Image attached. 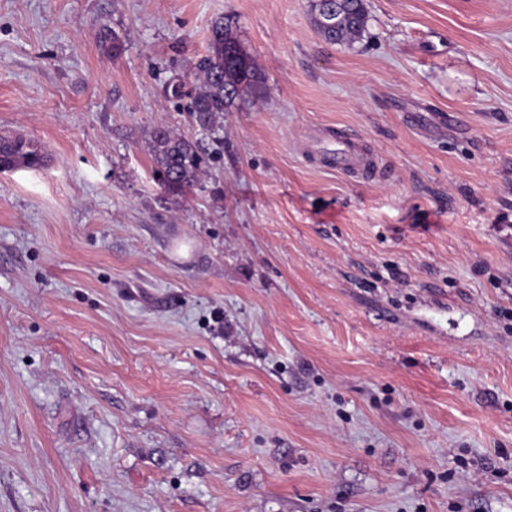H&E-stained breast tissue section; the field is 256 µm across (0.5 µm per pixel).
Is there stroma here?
Segmentation results:
<instances>
[{
	"mask_svg": "<svg viewBox=\"0 0 512 512\" xmlns=\"http://www.w3.org/2000/svg\"><path fill=\"white\" fill-rule=\"evenodd\" d=\"M312 5L0 0V512H512V0ZM224 16L210 131L164 90ZM349 132L381 176L307 161ZM335 5V23H326L327 5ZM314 23L321 36L331 43L353 41L360 38L368 19L364 0H317L314 5ZM231 24L226 17L216 19L205 54L168 87L171 97L190 98L189 112L202 127L219 124L234 101L254 93L260 83L255 62L242 49ZM183 87H189L187 95ZM151 151L156 165V174L164 188L183 194L193 187L204 171L205 157L195 142L160 128L154 131ZM45 156L25 135L0 136V171L41 167Z\"/></svg>",
	"mask_w": 512,
	"mask_h": 512,
	"instance_id": "obj_1",
	"label": "stroma"
}]
</instances>
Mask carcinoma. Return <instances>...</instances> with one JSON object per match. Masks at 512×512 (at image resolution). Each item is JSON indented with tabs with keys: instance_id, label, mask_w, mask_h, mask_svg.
<instances>
[{
	"instance_id": "1",
	"label": "carcinoma",
	"mask_w": 512,
	"mask_h": 512,
	"mask_svg": "<svg viewBox=\"0 0 512 512\" xmlns=\"http://www.w3.org/2000/svg\"><path fill=\"white\" fill-rule=\"evenodd\" d=\"M314 11L316 28L331 43L353 41L366 29L364 0H316ZM259 83L255 62L233 34L231 21L221 17L211 25L205 54L168 87V93L176 99L190 98L189 112L196 123L210 127L220 123L236 99L254 93ZM151 151L159 180L171 193H184L204 171L205 157L196 143L165 128L154 131ZM43 163V153L25 135L0 136V171L35 169Z\"/></svg>"
}]
</instances>
